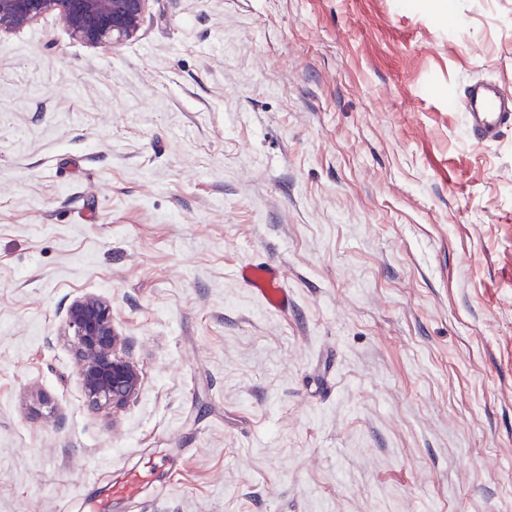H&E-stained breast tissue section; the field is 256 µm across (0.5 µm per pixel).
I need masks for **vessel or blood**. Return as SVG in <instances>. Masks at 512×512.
I'll list each match as a JSON object with an SVG mask.
<instances>
[{
	"mask_svg": "<svg viewBox=\"0 0 512 512\" xmlns=\"http://www.w3.org/2000/svg\"><path fill=\"white\" fill-rule=\"evenodd\" d=\"M460 105L467 132L477 141L496 140L504 128L512 126V95L501 91L493 82L482 80L468 86ZM238 276L270 308L279 312L287 310L288 291L274 264L251 261L240 266ZM148 476V471L142 469L130 471L113 485L112 492L124 497L136 496Z\"/></svg>",
	"mask_w": 512,
	"mask_h": 512,
	"instance_id": "b4317fda",
	"label": "vessel or blood"
}]
</instances>
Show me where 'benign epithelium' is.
Returning a JSON list of instances; mask_svg holds the SVG:
<instances>
[{
	"mask_svg": "<svg viewBox=\"0 0 512 512\" xmlns=\"http://www.w3.org/2000/svg\"><path fill=\"white\" fill-rule=\"evenodd\" d=\"M149 0H0V34L54 14L70 34L92 45L117 44L139 31ZM66 332L79 361L88 404L117 410L138 392L141 375L125 353L109 300L94 294L75 298L66 311Z\"/></svg>",
	"mask_w": 512,
	"mask_h": 512,
	"instance_id": "benign-epithelium-1",
	"label": "benign epithelium"
}]
</instances>
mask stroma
Returning a JSON list of instances; mask_svg holds the SVG:
<instances>
[{"label":"stroma","mask_w":512,"mask_h":512,"mask_svg":"<svg viewBox=\"0 0 512 512\" xmlns=\"http://www.w3.org/2000/svg\"><path fill=\"white\" fill-rule=\"evenodd\" d=\"M482 79L512 92V0L0 35V512H512V127L455 105ZM87 293L141 373L115 411L63 335ZM239 278L272 309H288V290L277 267L269 262L251 261L240 266ZM151 470L144 469L132 470L120 481L113 485L112 493L124 497H135L141 486L149 482L148 476Z\"/></svg>","instance_id":"obj_1"}]
</instances>
